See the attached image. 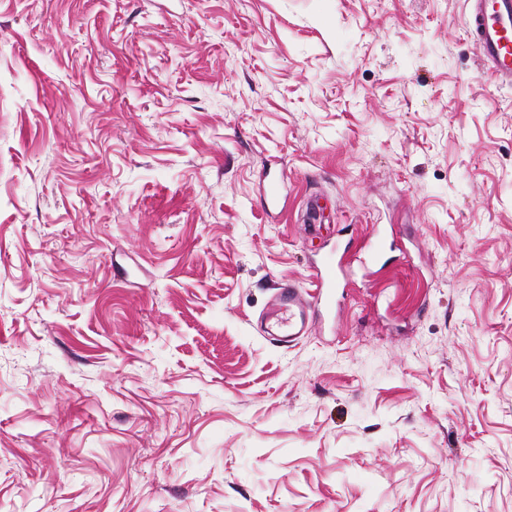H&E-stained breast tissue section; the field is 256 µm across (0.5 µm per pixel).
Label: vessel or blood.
<instances>
[{
	"mask_svg": "<svg viewBox=\"0 0 512 512\" xmlns=\"http://www.w3.org/2000/svg\"><path fill=\"white\" fill-rule=\"evenodd\" d=\"M466 21L486 74L512 84V0H467ZM344 273L343 260L328 256L314 266L312 293L291 285L278 288L268 317L281 335L297 339L332 313Z\"/></svg>",
	"mask_w": 512,
	"mask_h": 512,
	"instance_id": "obj_1",
	"label": "vessel or blood"
}]
</instances>
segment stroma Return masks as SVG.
<instances>
[{
  "label": "stroma",
  "instance_id": "stroma-1",
  "mask_svg": "<svg viewBox=\"0 0 512 512\" xmlns=\"http://www.w3.org/2000/svg\"><path fill=\"white\" fill-rule=\"evenodd\" d=\"M466 13L0 0V512H512V86ZM336 247L334 317L264 333Z\"/></svg>",
  "mask_w": 512,
  "mask_h": 512
}]
</instances>
